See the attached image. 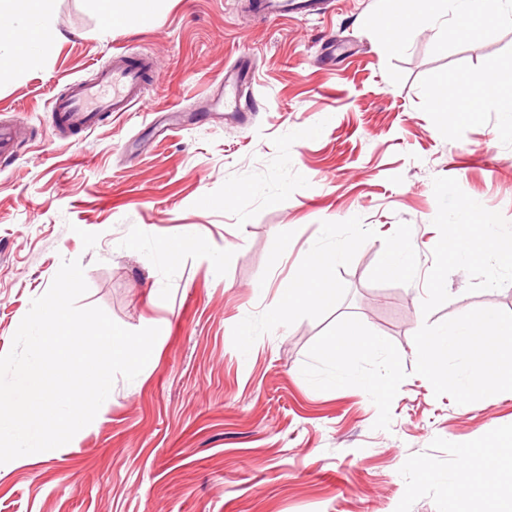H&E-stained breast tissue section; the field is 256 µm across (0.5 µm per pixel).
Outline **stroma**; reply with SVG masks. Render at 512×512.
<instances>
[{
    "label": "stroma",
    "instance_id": "1",
    "mask_svg": "<svg viewBox=\"0 0 512 512\" xmlns=\"http://www.w3.org/2000/svg\"><path fill=\"white\" fill-rule=\"evenodd\" d=\"M54 7L59 44L0 82V121L20 117L17 160L0 169V355L65 259L84 268L79 306L160 335L69 443L0 465V512H454L446 479L479 440L496 484L468 508L512 512V389L472 396L417 363L450 321L512 318V275L491 284L482 229L512 227V123L431 106L478 72L512 80V23L415 30L392 49L385 0H318L276 21L248 0H167L112 31L84 0ZM116 52L154 57L144 103L53 135L51 99ZM243 55L248 119L214 100ZM401 236L416 252L403 275L388 268ZM333 241L346 257L323 270L327 298L273 320ZM250 321L268 328L246 340ZM351 322L384 344L391 398L327 379L318 355Z\"/></svg>",
    "mask_w": 512,
    "mask_h": 512
}]
</instances>
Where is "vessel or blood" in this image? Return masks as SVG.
<instances>
[{
	"instance_id": "obj_1",
	"label": "vessel or blood",
	"mask_w": 512,
	"mask_h": 512,
	"mask_svg": "<svg viewBox=\"0 0 512 512\" xmlns=\"http://www.w3.org/2000/svg\"><path fill=\"white\" fill-rule=\"evenodd\" d=\"M273 18L281 19L298 11H310V0H265L263 5ZM154 69L152 57L129 59L115 54L95 83L72 84L69 92L52 98L50 110L59 126L67 131L82 130L95 125L102 113L132 111L142 99L144 82Z\"/></svg>"
}]
</instances>
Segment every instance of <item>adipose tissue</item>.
<instances>
[{"mask_svg": "<svg viewBox=\"0 0 512 512\" xmlns=\"http://www.w3.org/2000/svg\"><path fill=\"white\" fill-rule=\"evenodd\" d=\"M455 30L487 25L512 18V0H454ZM163 0H90L100 15L112 16L124 26L139 23L155 13ZM438 0H388L389 11L404 17V24L387 28L385 40L401 47L407 27L429 28L438 22ZM8 17V27L0 28V54L12 61L0 69V80L20 76L40 63L61 40L53 0H0V17ZM345 343L322 353L327 377L332 382L362 385L376 400L393 392L397 376L391 365L381 372H363L358 356L379 355L384 348L366 339L358 325L345 327ZM420 364L435 371L452 388L472 393L502 384H512V319L463 318L428 333L420 349Z\"/></svg>", "mask_w": 512, "mask_h": 512, "instance_id": "1", "label": "adipose tissue"}]
</instances>
